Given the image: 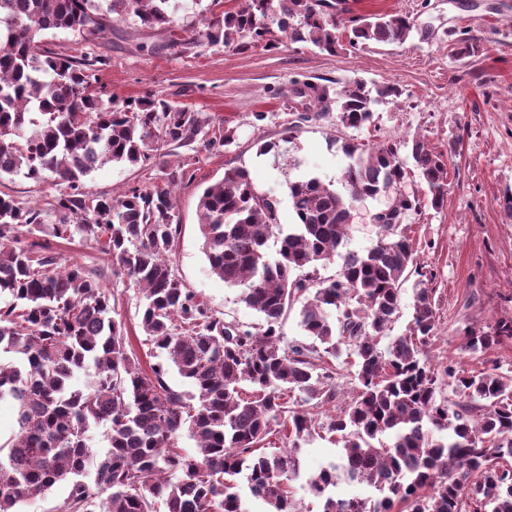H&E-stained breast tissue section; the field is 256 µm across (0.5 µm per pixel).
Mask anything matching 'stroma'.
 Returning <instances> with one entry per match:
<instances>
[{"label": "stroma", "instance_id": "stroma-1", "mask_svg": "<svg viewBox=\"0 0 512 512\" xmlns=\"http://www.w3.org/2000/svg\"><path fill=\"white\" fill-rule=\"evenodd\" d=\"M505 0H354V14L408 15L416 28L402 44L372 43L331 56L306 43H283L267 51L211 46L202 37L222 7L189 0L171 30L144 28L135 17L113 23L105 34L83 41L65 31L42 36L44 51L97 64L96 89L103 102L156 95L198 112L207 123L235 128L228 150L181 147L137 165L108 164L83 181L92 197H116L129 188L170 186L182 232L173 246L177 274L187 288L229 320L255 325L261 318L241 300V290L212 275L202 251L198 200L203 188L230 169L247 170L259 193L279 203L281 223H293L288 182L311 172L340 188L347 159L338 143L335 116L302 126L293 139L284 130L295 105L292 80H331L340 89L356 79L397 85L401 94L374 108V122L359 133L362 142L405 143L413 136L448 163V194L442 207L409 213L406 229L418 257L433 269L436 330L427 346L439 366L456 363L465 372L484 361L461 350L466 329H488L512 319V8ZM469 29L481 52L453 54L450 32ZM264 120H256V113ZM274 152L259 155L261 144ZM191 164L184 178L168 185L166 175L182 158ZM0 191L23 205L46 208L59 191L54 180L0 177ZM62 258L100 270L116 301L130 345L142 364H152L140 327L138 288L113 275L111 257L90 242L57 247Z\"/></svg>", "mask_w": 512, "mask_h": 512}]
</instances>
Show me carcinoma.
<instances>
[{"label": "carcinoma", "mask_w": 512, "mask_h": 512, "mask_svg": "<svg viewBox=\"0 0 512 512\" xmlns=\"http://www.w3.org/2000/svg\"><path fill=\"white\" fill-rule=\"evenodd\" d=\"M231 2L207 26L209 43L272 50L277 31L336 55L373 42L402 44L412 31L407 15H358L344 44L336 34L344 19L329 0ZM185 7L181 0H0V175L52 176L63 185L49 203L50 224L43 211L0 194V402H12L19 425L0 442V512H19L20 503L62 481L65 512H95L97 494L106 495L100 512H153L157 499L165 512H249L250 498L267 512H301L291 485L300 477V441L321 428L344 448L306 478L322 512H512V376L497 366L477 374L452 362L439 369L427 355L434 273L418 262L402 226L424 197L407 191L375 218L372 247L347 249L356 203L390 182L405 187L415 175L431 206H442L448 167L422 140H412L411 170L395 143L344 141V191L300 175L288 183L296 217L288 226L242 170L204 188L198 209L210 272L241 287V300L262 318L255 326L225 319L176 274L172 250L182 225L169 188L134 187L110 199L82 191V180L108 163L136 166L164 147L192 145L200 120L156 97L102 106L93 74L44 54L40 37L67 31L92 39L131 15L162 31ZM290 93L301 108L291 138L332 112L336 126L360 131L373 123V105L400 90L294 80ZM202 143L226 148L234 131ZM41 235L78 236L112 257L138 285L142 331L164 360L142 368L99 270L61 263L50 245L35 241ZM337 257L336 274L318 276L317 265ZM413 275L412 319L390 336ZM298 303L312 345L284 343L281 325ZM507 340L512 320L465 331L462 350L480 358ZM346 349L357 358L355 395L322 424L313 409L336 401L333 362ZM171 367L195 392L169 384ZM89 369L88 388L71 385ZM445 378L454 400L443 395ZM98 426L107 429L103 450L90 443ZM184 429L191 453L178 445ZM281 434L288 447L261 450ZM382 436L389 444L375 445ZM90 466L95 492L80 479ZM342 479L370 495L337 496Z\"/></svg>", "instance_id": "1"}]
</instances>
